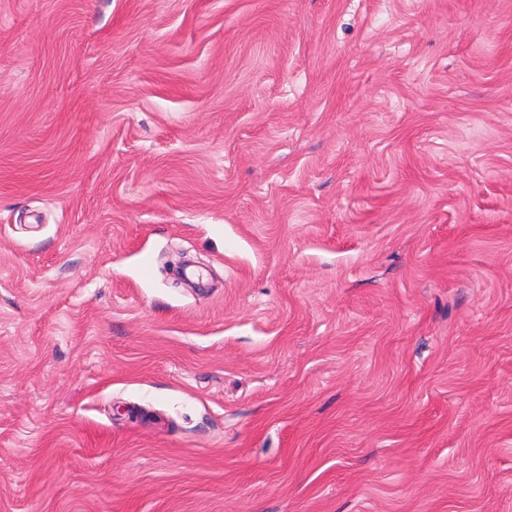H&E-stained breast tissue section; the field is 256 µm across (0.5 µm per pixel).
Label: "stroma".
<instances>
[{"label":"stroma","mask_w":512,"mask_h":512,"mask_svg":"<svg viewBox=\"0 0 512 512\" xmlns=\"http://www.w3.org/2000/svg\"><path fill=\"white\" fill-rule=\"evenodd\" d=\"M0 512H512V0H0Z\"/></svg>","instance_id":"1"}]
</instances>
